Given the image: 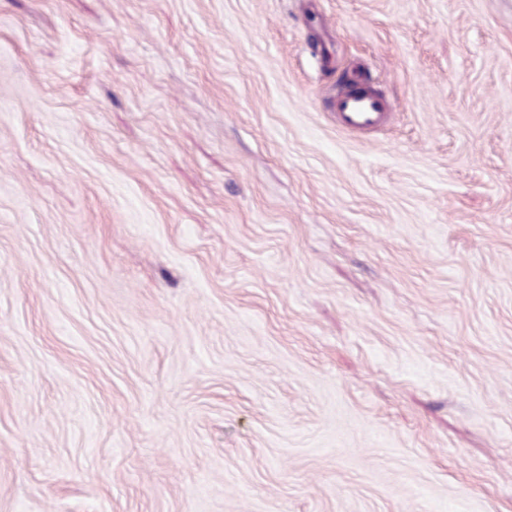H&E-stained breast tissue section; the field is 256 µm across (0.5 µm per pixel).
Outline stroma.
I'll return each mask as SVG.
<instances>
[{
	"mask_svg": "<svg viewBox=\"0 0 512 512\" xmlns=\"http://www.w3.org/2000/svg\"><path fill=\"white\" fill-rule=\"evenodd\" d=\"M0 512H512V0H0ZM337 107L342 126L348 130H372L384 125L389 112L382 99L361 89L339 96Z\"/></svg>",
	"mask_w": 512,
	"mask_h": 512,
	"instance_id": "obj_1",
	"label": "stroma"
}]
</instances>
